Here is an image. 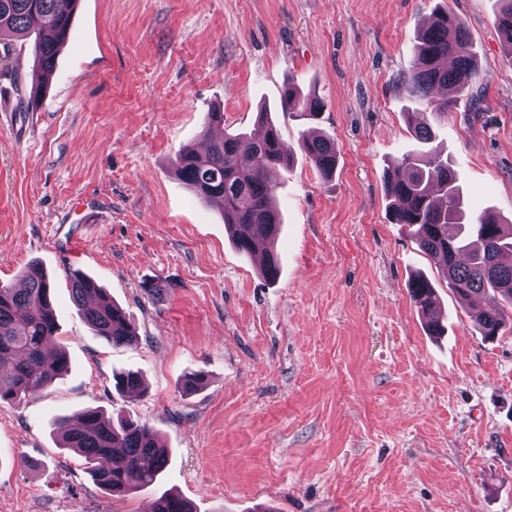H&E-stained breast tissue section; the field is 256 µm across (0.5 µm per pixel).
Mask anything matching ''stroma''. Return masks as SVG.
Masks as SVG:
<instances>
[{"instance_id": "35a3bbf8", "label": "stroma", "mask_w": 512, "mask_h": 512, "mask_svg": "<svg viewBox=\"0 0 512 512\" xmlns=\"http://www.w3.org/2000/svg\"><path fill=\"white\" fill-rule=\"evenodd\" d=\"M466 22L483 81L445 115L404 78L424 20ZM497 0H80L36 105L33 47L0 59V284L29 263L53 283L67 372L0 404V512H512V334L487 341L435 262L392 223L386 180L430 125L470 215L512 221V59ZM317 119L281 109L288 86ZM259 113L290 159L277 189L276 280L239 253L216 205L174 170ZM332 137L335 173L304 149ZM130 315L132 343L94 336L68 279ZM437 292L431 335L408 286ZM166 287L153 299L145 285ZM138 372L119 396L112 376ZM202 374L201 389H183ZM88 408L149 425L169 448L157 486L115 497L58 445Z\"/></svg>"}]
</instances>
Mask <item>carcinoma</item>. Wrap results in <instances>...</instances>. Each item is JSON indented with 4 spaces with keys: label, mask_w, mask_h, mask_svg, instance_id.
<instances>
[{
    "label": "carcinoma",
    "mask_w": 512,
    "mask_h": 512,
    "mask_svg": "<svg viewBox=\"0 0 512 512\" xmlns=\"http://www.w3.org/2000/svg\"><path fill=\"white\" fill-rule=\"evenodd\" d=\"M503 2L495 25L502 43L512 55V0ZM79 0H0V42L33 39L38 70L28 80V103L35 104L42 92L43 75L51 72L68 40ZM479 80V67L471 52L464 21L448 10L436 12L421 30L414 48V61L406 76L411 90L428 98L436 89L447 93L434 111L445 114L459 96ZM316 117L325 108L317 96L300 98L288 88L282 108H295ZM418 147L398 160L403 176L386 184L391 199L393 223L409 228L421 250L435 260L450 290L466 301L482 297L488 304L471 311L482 336L500 333L509 317L498 303L512 304V222L485 211L475 222H465V199L456 171L448 159L431 146V127H413ZM307 151L324 176L336 169V142L317 136L306 142ZM288 167L278 127L261 118L250 132L223 135L210 140L202 158L191 150L175 159L177 176L198 197L219 204L224 224L237 249L263 257L261 272L269 280L279 273L272 240L280 230L275 204L280 172ZM25 287L0 285V403L19 404L29 393L51 384L68 370V357L60 347H50L57 333L52 302V283L34 264L23 274ZM72 298L95 334L114 346L132 342L135 332L126 312L97 283L78 270L69 273ZM413 302L430 317L432 330L440 329L431 311L435 288L425 278L409 285ZM123 394L140 391L136 372L115 376ZM60 447L81 457L96 482L112 495L125 497L156 483L169 461V449L157 440L151 428L137 420L113 422L97 409L81 414L76 423L67 418L57 424ZM153 512H193L189 501L164 492L155 499Z\"/></svg>",
    "instance_id": "1"
}]
</instances>
